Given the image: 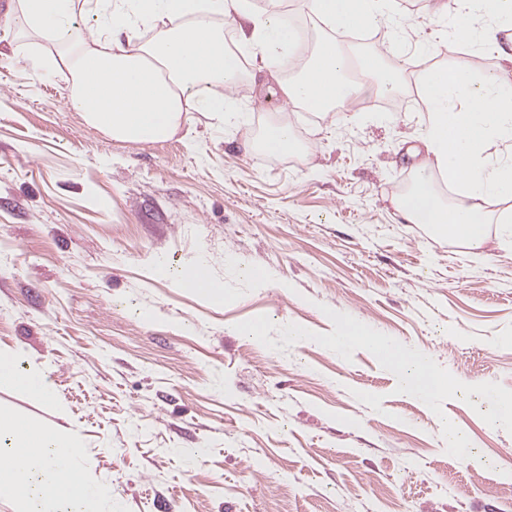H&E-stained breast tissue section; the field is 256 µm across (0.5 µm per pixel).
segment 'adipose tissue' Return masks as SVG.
I'll list each match as a JSON object with an SVG mask.
<instances>
[{
  "label": "adipose tissue",
  "instance_id": "obj_1",
  "mask_svg": "<svg viewBox=\"0 0 512 512\" xmlns=\"http://www.w3.org/2000/svg\"><path fill=\"white\" fill-rule=\"evenodd\" d=\"M280 0H17L14 35L52 44L31 52L35 72H59L68 103L113 139L139 144L167 140L194 112L221 125H246L250 115L232 109L226 92L244 67L278 84L284 100L309 112L329 114L346 101L399 89L400 70L381 56L338 51L335 34L386 24V0H303L307 14L329 34L308 49L309 62L295 79L283 76L298 46L284 24ZM430 19H455V34L468 47L504 57L512 43V0H427ZM95 24L83 37L74 21ZM153 30L142 40L141 30ZM426 109L419 140L430 160L420 166L395 207L412 224L448 229L465 247H481L495 222L512 239V214L491 215L492 200H512V159L493 165L490 152L512 148V82L438 67L422 74ZM443 175L454 189L442 200L433 184ZM338 349L362 343L377 352L399 390L421 405L453 390L452 377L424 351H407L393 339L343 322ZM19 352L0 350V386L49 399L53 386L43 368H21ZM0 501L13 512H100L111 502L109 486L91 479L83 464L79 431L37 425L0 408Z\"/></svg>",
  "mask_w": 512,
  "mask_h": 512
}]
</instances>
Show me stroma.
<instances>
[{"label": "stroma", "mask_w": 512, "mask_h": 512, "mask_svg": "<svg viewBox=\"0 0 512 512\" xmlns=\"http://www.w3.org/2000/svg\"><path fill=\"white\" fill-rule=\"evenodd\" d=\"M394 7V38L344 46L388 60L406 41V108L286 110L246 75L230 96L249 125L196 112L151 144L89 125L61 75L33 77L0 13V349L54 385L0 387V406L78 428L123 512H512V428L489 426L478 392L512 393V241L491 224L471 250L393 205L426 158L423 72L503 63L453 37L420 50L427 17ZM271 121L296 153L255 149ZM199 253L223 299L178 287ZM342 319L428 352L464 393L412 402L369 347L327 344ZM443 420L469 433L466 462Z\"/></svg>", "instance_id": "obj_1"}]
</instances>
